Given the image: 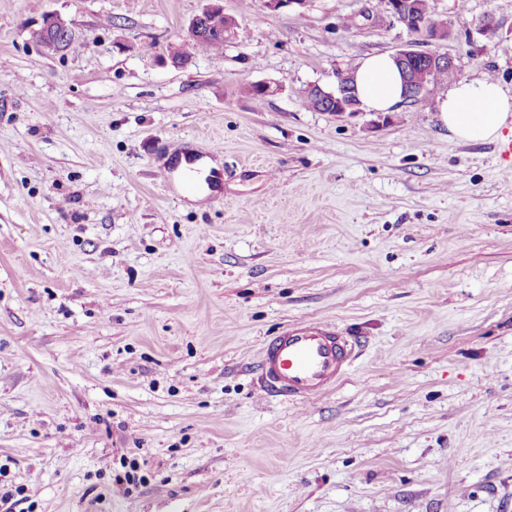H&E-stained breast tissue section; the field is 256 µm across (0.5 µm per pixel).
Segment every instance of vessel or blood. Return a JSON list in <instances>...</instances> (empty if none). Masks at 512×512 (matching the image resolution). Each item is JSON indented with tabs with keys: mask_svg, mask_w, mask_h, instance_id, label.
I'll return each instance as SVG.
<instances>
[{
	"mask_svg": "<svg viewBox=\"0 0 512 512\" xmlns=\"http://www.w3.org/2000/svg\"><path fill=\"white\" fill-rule=\"evenodd\" d=\"M359 356L358 343L328 321L282 328L263 342L257 368L261 391L303 403L329 391Z\"/></svg>",
	"mask_w": 512,
	"mask_h": 512,
	"instance_id": "b4317fda",
	"label": "vessel or blood"
}]
</instances>
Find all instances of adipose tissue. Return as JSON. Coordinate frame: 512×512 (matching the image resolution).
<instances>
[{
	"instance_id": "ef3b65f1",
	"label": "adipose tissue",
	"mask_w": 512,
	"mask_h": 512,
	"mask_svg": "<svg viewBox=\"0 0 512 512\" xmlns=\"http://www.w3.org/2000/svg\"><path fill=\"white\" fill-rule=\"evenodd\" d=\"M357 97L368 112H391L404 99L400 73L387 54L365 57L354 72ZM439 118L449 133L465 143L496 140L512 127V94L495 81L459 80L438 101Z\"/></svg>"
}]
</instances>
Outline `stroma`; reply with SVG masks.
I'll use <instances>...</instances> for the list:
<instances>
[{
    "instance_id": "stroma-1",
    "label": "stroma",
    "mask_w": 512,
    "mask_h": 512,
    "mask_svg": "<svg viewBox=\"0 0 512 512\" xmlns=\"http://www.w3.org/2000/svg\"><path fill=\"white\" fill-rule=\"evenodd\" d=\"M206 3L0 0V512H512L496 142L449 137L445 82L388 113L303 105L410 44L376 0H223V47L165 64ZM435 7L432 51L511 93L512 0ZM50 12L67 51L33 36ZM309 319L358 359L316 400L264 397V339Z\"/></svg>"
}]
</instances>
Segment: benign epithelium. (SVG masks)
Masks as SVG:
<instances>
[{
	"label": "benign epithelium",
	"instance_id": "benign-epithelium-1",
	"mask_svg": "<svg viewBox=\"0 0 512 512\" xmlns=\"http://www.w3.org/2000/svg\"><path fill=\"white\" fill-rule=\"evenodd\" d=\"M384 12L415 36L408 48L401 49L394 55V60L404 76L406 100L416 102L434 82L440 70L456 69L454 61L447 55L422 49L424 45L448 38L450 31L429 28L419 13L418 3L414 0H385ZM215 13L224 14L220 0H214V3L192 18L184 35V57H190V49L194 48L195 43L208 36V17ZM68 31L66 22L61 17L51 14L45 17L42 27L35 32V38L44 48L61 51L64 43L60 35ZM352 87L354 84L351 72L337 73L336 87L332 90H326L319 85L311 86L309 92L313 110L360 114L362 109L352 96Z\"/></svg>",
	"mask_w": 512,
	"mask_h": 512
}]
</instances>
